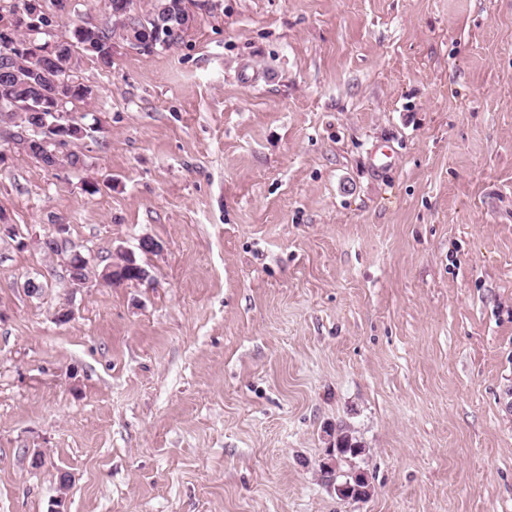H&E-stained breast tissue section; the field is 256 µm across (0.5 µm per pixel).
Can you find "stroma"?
I'll list each match as a JSON object with an SVG mask.
<instances>
[{"label": "stroma", "instance_id": "35a3bbf8", "mask_svg": "<svg viewBox=\"0 0 512 512\" xmlns=\"http://www.w3.org/2000/svg\"><path fill=\"white\" fill-rule=\"evenodd\" d=\"M197 11L79 64L83 168L6 147L0 512H512V0Z\"/></svg>", "mask_w": 512, "mask_h": 512}]
</instances>
